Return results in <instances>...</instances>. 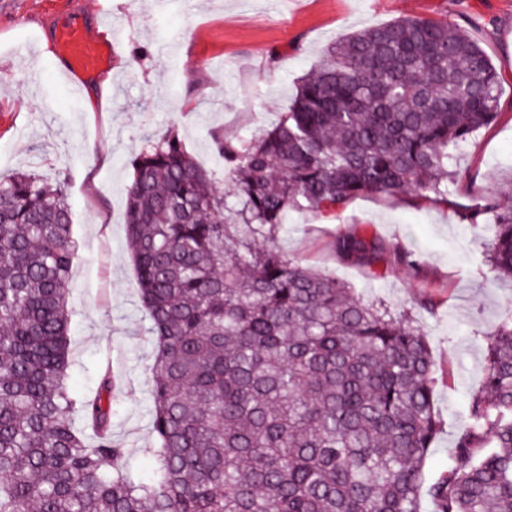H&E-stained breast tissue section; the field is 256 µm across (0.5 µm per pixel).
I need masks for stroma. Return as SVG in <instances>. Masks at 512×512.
I'll list each match as a JSON object with an SVG mask.
<instances>
[{
	"label": "stroma",
	"mask_w": 512,
	"mask_h": 512,
	"mask_svg": "<svg viewBox=\"0 0 512 512\" xmlns=\"http://www.w3.org/2000/svg\"><path fill=\"white\" fill-rule=\"evenodd\" d=\"M71 0H0V175L19 169L64 178L77 257L68 283L69 387L93 395L104 371L121 393L112 438L149 476V367L153 342L136 291L124 230L123 189L148 136L177 126L186 149L226 185L214 134L239 140L275 123L299 77L325 48L404 15L448 19L467 28L499 76L498 115L456 152L471 186L451 185L444 202L414 195L363 196L342 212L293 211L277 245L288 257L336 277L365 301L408 310L438 369L436 407L443 429L427 461L430 478L448 467L458 428L481 386L487 336L512 318V282L484 262L492 222L462 217L472 196L497 197L512 178V0H82L93 34L120 30L147 55L112 59L98 73L67 82L44 19ZM278 63H271V56ZM358 232L416 254L409 271L340 260L335 237Z\"/></svg>",
	"instance_id": "stroma-1"
}]
</instances>
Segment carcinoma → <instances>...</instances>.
<instances>
[{"instance_id": "cac0c4a2", "label": "carcinoma", "mask_w": 512, "mask_h": 512, "mask_svg": "<svg viewBox=\"0 0 512 512\" xmlns=\"http://www.w3.org/2000/svg\"><path fill=\"white\" fill-rule=\"evenodd\" d=\"M496 70L469 33L401 16L325 49L270 128L216 134L231 193L173 127L147 138L125 187V228L154 342L153 474L112 439V379L68 387L77 256L65 183L0 178V512H512V319L488 337L483 383L447 470L431 348L405 314L280 252L289 212L321 216L362 195L448 201L449 161L491 124ZM486 263L512 281V206ZM366 267L409 252L344 233Z\"/></svg>"}]
</instances>
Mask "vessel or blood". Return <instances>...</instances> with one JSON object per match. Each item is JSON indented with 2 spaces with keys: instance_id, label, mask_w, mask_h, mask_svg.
Wrapping results in <instances>:
<instances>
[{
  "instance_id": "obj_1",
  "label": "vessel or blood",
  "mask_w": 512,
  "mask_h": 512,
  "mask_svg": "<svg viewBox=\"0 0 512 512\" xmlns=\"http://www.w3.org/2000/svg\"><path fill=\"white\" fill-rule=\"evenodd\" d=\"M64 53L66 73H94L102 69L113 52L126 50V42L119 37L102 41L91 36L78 16L72 15L50 23L46 28Z\"/></svg>"
}]
</instances>
